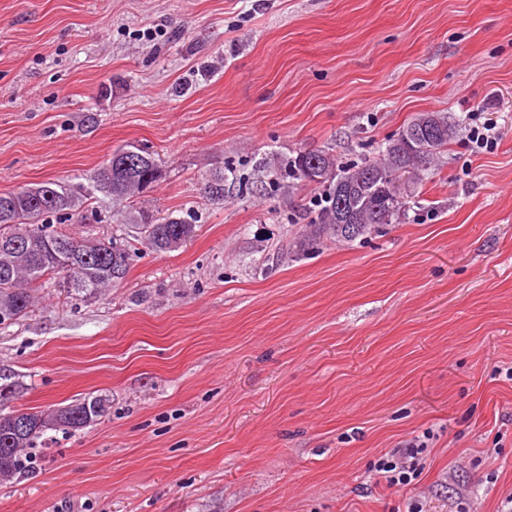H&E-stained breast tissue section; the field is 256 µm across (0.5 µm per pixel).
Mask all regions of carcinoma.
Masks as SVG:
<instances>
[{"label":"carcinoma","mask_w":512,"mask_h":512,"mask_svg":"<svg viewBox=\"0 0 512 512\" xmlns=\"http://www.w3.org/2000/svg\"><path fill=\"white\" fill-rule=\"evenodd\" d=\"M414 129L434 131L425 156L412 152L402 137L389 141L376 157L360 164L340 166L324 150L311 152L328 178H309L301 154L288 159V174L305 186L321 190V202L309 232L300 236V250L322 237L351 243L385 224L397 220L408 205L410 185L430 175L440 154L454 137L455 127L443 112H425L407 123ZM161 166L149 154L131 145L115 149L100 167L88 176L87 184L76 186L46 181L19 190L0 192V244L21 240L18 250L0 248V326L10 325L28 313L33 292L53 275L62 274L71 292L95 297L125 279L130 266L131 245L124 238H76L53 229L50 218L83 210L100 199L122 204L152 189L160 178ZM222 171L210 175L204 193L213 202L224 201ZM395 191L402 201L381 217H375L373 203L387 191ZM359 201L353 223L336 220L340 195ZM127 223L136 229L141 243L158 252L178 249L195 233V225L178 217L157 220L148 210H133ZM22 385L15 374H0V479L22 472L20 453L48 430L78 431L102 418L105 400L84 396L49 410H24L11 406Z\"/></svg>","instance_id":"carcinoma-1"}]
</instances>
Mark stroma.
Listing matches in <instances>:
<instances>
[{
	"label": "stroma",
	"mask_w": 512,
	"mask_h": 512,
	"mask_svg": "<svg viewBox=\"0 0 512 512\" xmlns=\"http://www.w3.org/2000/svg\"><path fill=\"white\" fill-rule=\"evenodd\" d=\"M424 112L456 134L415 204L297 252L320 195L286 159L360 163ZM127 144L163 170L135 207L196 234L134 242L94 298L54 277L0 326L15 407L106 401L25 450L0 512H503L512 0H0V192L82 182ZM125 212L102 201L57 229L107 239ZM414 441L420 476L377 485Z\"/></svg>",
	"instance_id": "1"
}]
</instances>
